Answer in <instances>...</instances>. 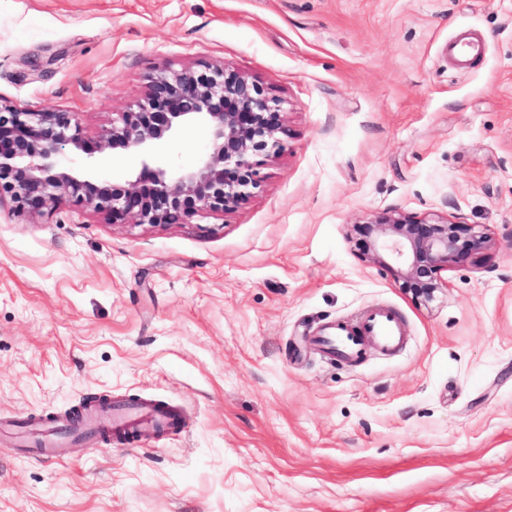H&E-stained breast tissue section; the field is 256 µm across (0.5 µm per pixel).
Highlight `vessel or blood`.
I'll use <instances>...</instances> for the list:
<instances>
[{
	"mask_svg": "<svg viewBox=\"0 0 512 512\" xmlns=\"http://www.w3.org/2000/svg\"><path fill=\"white\" fill-rule=\"evenodd\" d=\"M484 53V46L475 40L452 41L448 44V54L459 66H467L469 62ZM376 340L382 350L392 351L404 340V332L397 315L391 312H375L365 315L355 327L334 325L326 328L315 342L321 351L328 356L345 359L362 356L368 340ZM109 421H101L97 410L87 409L83 413V425L87 428L109 431L122 430L129 426H155L166 421L172 415L165 403L157 401L147 403H118L109 409ZM70 423H58L41 429V440L36 448L37 453L45 459L52 460L64 457L67 443L66 434L70 431Z\"/></svg>",
	"mask_w": 512,
	"mask_h": 512,
	"instance_id": "obj_1",
	"label": "vessel or blood"
}]
</instances>
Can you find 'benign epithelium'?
<instances>
[{"label":"benign epithelium","mask_w":512,"mask_h":512,"mask_svg":"<svg viewBox=\"0 0 512 512\" xmlns=\"http://www.w3.org/2000/svg\"><path fill=\"white\" fill-rule=\"evenodd\" d=\"M196 132L207 147L190 166L155 152L159 143ZM288 134L280 100L258 80L199 62L156 68L143 96L118 113L101 135L112 156L134 163L106 177L75 115L27 112L0 103V199L43 214L69 202L114 224H184L235 207L260 186L258 158L283 150ZM361 257L379 265L404 293L429 303L441 273L484 263L495 242L477 224L418 217L396 210L369 213L351 225Z\"/></svg>","instance_id":"benign-epithelium-1"}]
</instances>
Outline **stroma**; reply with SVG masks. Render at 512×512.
<instances>
[{"instance_id": "1", "label": "stroma", "mask_w": 512, "mask_h": 512, "mask_svg": "<svg viewBox=\"0 0 512 512\" xmlns=\"http://www.w3.org/2000/svg\"><path fill=\"white\" fill-rule=\"evenodd\" d=\"M464 32L486 52L457 71ZM198 62L281 101L251 197L157 226L0 200V512H512V0H0V101L92 140ZM387 210L495 248L420 304L348 237ZM371 309L398 351L320 352ZM97 394L180 425L29 452Z\"/></svg>"}]
</instances>
